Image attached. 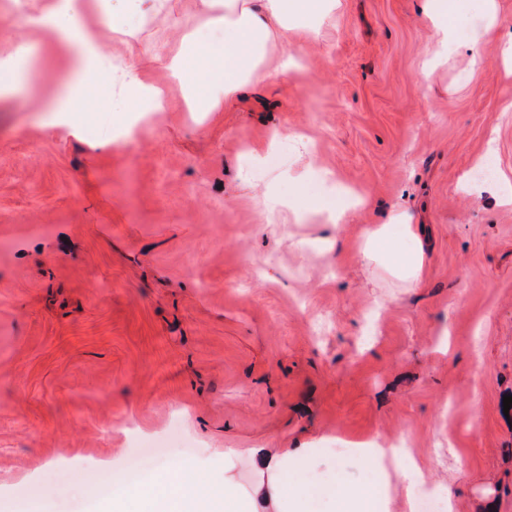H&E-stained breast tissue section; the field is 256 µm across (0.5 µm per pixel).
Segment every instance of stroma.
Returning a JSON list of instances; mask_svg holds the SVG:
<instances>
[{"label": "stroma", "mask_w": 512, "mask_h": 512, "mask_svg": "<svg viewBox=\"0 0 512 512\" xmlns=\"http://www.w3.org/2000/svg\"><path fill=\"white\" fill-rule=\"evenodd\" d=\"M51 6L0 0V51H29L0 90V512H112L136 438L174 424L196 453L169 462L206 487L229 459L248 490L249 449L303 448L332 489L370 488L343 443L404 439L425 496L512 512V205L461 185L491 144L512 176V0H455L462 48L427 80L422 0H340L287 74L215 112L168 68L197 0H70L59 25L91 51L40 24ZM132 63L166 112L114 108ZM324 171L365 199L335 229ZM269 189L312 207L266 222ZM395 206L419 229L412 288L361 256Z\"/></svg>", "instance_id": "obj_1"}]
</instances>
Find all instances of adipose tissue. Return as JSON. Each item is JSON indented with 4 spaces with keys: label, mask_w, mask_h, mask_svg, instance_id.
<instances>
[{
    "label": "adipose tissue",
    "mask_w": 512,
    "mask_h": 512,
    "mask_svg": "<svg viewBox=\"0 0 512 512\" xmlns=\"http://www.w3.org/2000/svg\"><path fill=\"white\" fill-rule=\"evenodd\" d=\"M200 17L223 26L224 41L212 51L216 71L197 64L193 53L183 55L176 67L200 93L207 111H215L221 102L241 96L271 77L286 73L293 59L290 53L296 36L315 37L319 24L336 9V0H198ZM426 10L437 29L438 39L432 48L424 75H431L436 63L448 54L454 22L448 0H428ZM278 40L282 51L274 65H264L263 58L270 40ZM120 99L132 103L137 112H162L167 106L160 88L145 84L135 65H128L119 92ZM368 465L379 470L385 482L379 485L382 495L401 490L405 499H413L421 481V471L400 457L393 444L376 438L356 442ZM257 481L247 493H240L232 476H225L218 488L204 492L197 486L195 473L184 466L161 464L160 474L135 493L134 500L120 497L113 501L116 512H128L129 502H136L137 512H283L284 503L300 506L314 500L319 479L308 472L305 458L285 448L250 451ZM295 472L296 481L283 484L279 478Z\"/></svg>",
    "instance_id": "1"
}]
</instances>
